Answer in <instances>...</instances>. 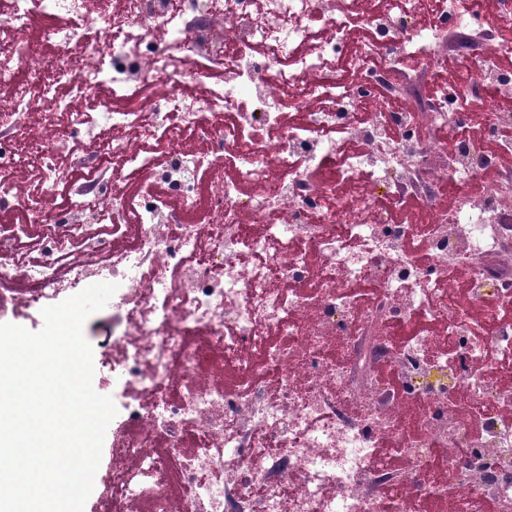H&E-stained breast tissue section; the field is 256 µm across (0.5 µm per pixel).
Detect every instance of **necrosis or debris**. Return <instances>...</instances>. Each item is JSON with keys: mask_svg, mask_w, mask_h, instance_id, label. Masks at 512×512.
<instances>
[{"mask_svg": "<svg viewBox=\"0 0 512 512\" xmlns=\"http://www.w3.org/2000/svg\"><path fill=\"white\" fill-rule=\"evenodd\" d=\"M392 2L363 14L360 0L334 12L327 0H224L218 34L215 0H121L114 12L105 0H0L8 108L57 99L70 84L112 98L144 79L161 86L148 112L105 101L92 114L49 113L62 133L45 145L41 190L26 200L41 213L68 134L91 129L90 153L167 188L143 189L124 237L74 218L93 206L122 222L125 199L102 197L101 173L47 225L36 259L17 256L28 225L0 226V279L15 283L0 291V313L55 304L101 278L118 286L122 338L104 340L99 377H120L135 393L122 405L96 512H379L385 500L390 512H428L432 502L484 512L488 500L512 501V400L484 370L491 349L512 374V324L489 335L482 324L512 306V207L492 186L452 215L433 211L425 262L406 248L414 225L392 219L399 201L432 206L439 184L494 165L484 140L461 139L448 153L413 123L456 127L471 118L459 100L478 86L512 91V73L492 67L495 54L512 53L500 37L512 0H498L493 15L483 0H449L432 26L419 21V0ZM356 14L375 32L378 72L348 53ZM36 22L68 51L48 82L22 38ZM92 28L111 40H88ZM446 48L471 81L448 98L406 96L388 115L404 136L382 149V126L355 123V108L392 87L401 58L427 62ZM208 119L209 162L227 174L209 223L186 224L201 160L184 141ZM329 127L354 131L362 150L344 152ZM151 140L164 146V164L145 152ZM344 187L356 204L340 199ZM475 252L495 270L473 274L458 297L448 267ZM364 280L373 287L365 313L355 292ZM411 313L442 325V355L426 356L425 333L392 343ZM333 346L340 361L327 356ZM392 455L403 467L389 465Z\"/></svg>", "mask_w": 512, "mask_h": 512, "instance_id": "4bbe7bcc", "label": "necrosis or debris"}]
</instances>
